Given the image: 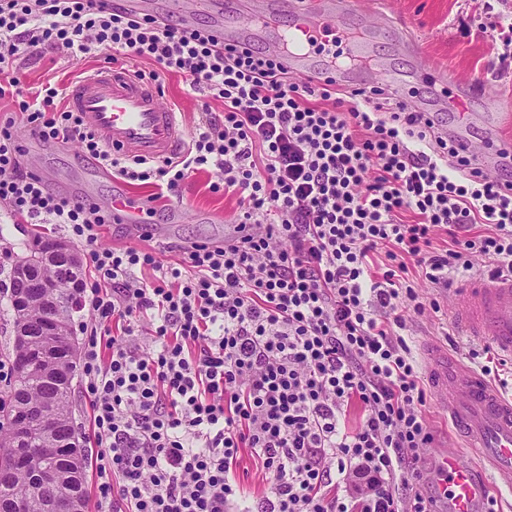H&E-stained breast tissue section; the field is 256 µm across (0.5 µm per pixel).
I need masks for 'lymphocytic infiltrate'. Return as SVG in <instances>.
Returning <instances> with one entry per match:
<instances>
[{
  "instance_id": "f902f5d3",
  "label": "lymphocytic infiltrate",
  "mask_w": 512,
  "mask_h": 512,
  "mask_svg": "<svg viewBox=\"0 0 512 512\" xmlns=\"http://www.w3.org/2000/svg\"><path fill=\"white\" fill-rule=\"evenodd\" d=\"M53 46L131 71L149 58L204 93L183 155L123 161L58 107L62 86L26 95L19 60ZM5 97L33 134L80 143L152 200L211 169L212 191L235 201L223 243L192 244L183 264L102 246L111 213L23 171L15 119L0 114V205L63 225L98 278L83 297L81 364L97 512H432L418 462L434 435L405 313L440 309L418 279L447 288L512 273L511 164L490 174L458 156L427 113L385 89L342 98L333 81L291 76L281 55L220 49L207 28L97 0H0ZM213 100L223 119L209 116ZM245 448L259 497L239 473Z\"/></svg>"
}]
</instances>
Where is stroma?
Returning a JSON list of instances; mask_svg holds the SVG:
<instances>
[{
  "label": "stroma",
  "instance_id": "35a3bbf8",
  "mask_svg": "<svg viewBox=\"0 0 512 512\" xmlns=\"http://www.w3.org/2000/svg\"><path fill=\"white\" fill-rule=\"evenodd\" d=\"M512 12V0H356L355 9L344 15L347 26L357 27L375 20H388L395 36L375 34L371 40L370 65L354 70L339 87L348 90L373 81L375 66H382L394 77L415 83L418 92L409 104L422 112L434 113L439 125L448 131L463 130L477 146L505 139L512 141V72L495 67L502 45L492 43L481 29L502 14ZM25 82L37 88L46 81L67 83L80 71L69 52L62 48L46 49L43 57L21 64ZM164 101L174 104L184 135H191L201 119L203 98L194 93L177 74L160 79ZM468 97L471 113L467 126H458L448 102L459 94ZM14 133L22 147L20 164L46 180L52 188L86 201L104 204L112 194L125 192L149 195V188L117 181L102 175L96 163L84 159L78 143L46 142L32 135L25 122H17ZM215 175L200 171L182 187V202L192 211L190 220L172 223L169 207L150 203L147 223L155 227L148 245L162 264L179 261L183 246L194 242H222L227 224L234 214V202L212 192ZM57 224H31L26 217H12L0 210V251L22 252L36 238L64 237ZM417 292L424 300H436L440 310L427 317L406 312L407 341L413 355H420L423 343L434 341L447 346L463 363H470V353L482 350L484 343L456 335L450 316L451 303L443 289L419 280ZM425 416L434 431L430 447L421 450L420 464L433 467L437 454L444 449L468 456L455 438L448 416L438 406L435 396H428Z\"/></svg>",
  "mask_w": 512,
  "mask_h": 512
}]
</instances>
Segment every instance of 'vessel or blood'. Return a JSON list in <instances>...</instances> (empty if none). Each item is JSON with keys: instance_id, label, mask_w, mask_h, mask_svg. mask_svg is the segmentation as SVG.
<instances>
[{"instance_id": "vessel-or-blood-1", "label": "vessel or blood", "mask_w": 512, "mask_h": 512, "mask_svg": "<svg viewBox=\"0 0 512 512\" xmlns=\"http://www.w3.org/2000/svg\"><path fill=\"white\" fill-rule=\"evenodd\" d=\"M128 12L160 18L177 17L193 25L197 16L210 19L217 42L244 47L264 42L270 51L285 52L291 74L305 78L343 80L353 62L367 57L365 29L346 36L335 8L314 5L297 10L294 0H120ZM65 104L80 113L85 125L113 154L146 161L174 158L185 145L174 109L165 104L156 83L123 69L91 67L70 82ZM460 154L477 155L483 168L500 163L499 146L481 149L457 137ZM108 208L120 222L140 225L142 209L132 195L119 193ZM453 314L460 335L488 340L501 356L512 359V276L476 278L460 292ZM426 363L440 408L475 452L470 463L459 454H441L442 491L452 512H476L491 473L496 483L512 490V399H505L489 381L449 356L437 345L427 347Z\"/></svg>"}]
</instances>
